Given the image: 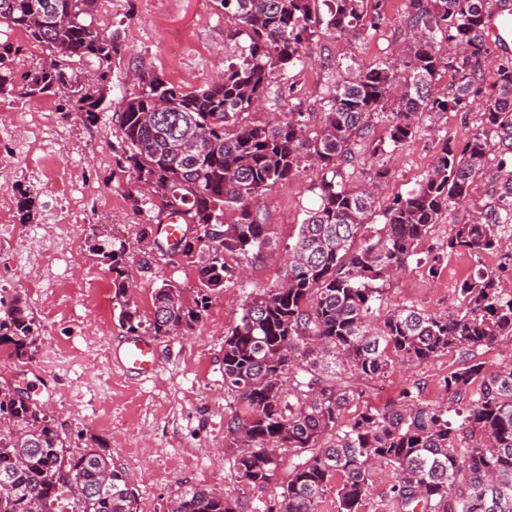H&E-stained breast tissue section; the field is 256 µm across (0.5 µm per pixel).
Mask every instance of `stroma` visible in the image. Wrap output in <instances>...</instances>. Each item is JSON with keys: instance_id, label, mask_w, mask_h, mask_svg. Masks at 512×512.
Masks as SVG:
<instances>
[{"instance_id": "obj_1", "label": "stroma", "mask_w": 512, "mask_h": 512, "mask_svg": "<svg viewBox=\"0 0 512 512\" xmlns=\"http://www.w3.org/2000/svg\"><path fill=\"white\" fill-rule=\"evenodd\" d=\"M408 4L386 0L383 25L363 40L339 38L317 26L309 60L277 76V83L293 87V101L303 111H322L329 85L346 80L356 67L391 57L405 37ZM98 19L103 27L120 30L126 45L121 70L106 82L113 100L137 84L143 68L164 73L186 90L199 89L249 43L246 35L236 34L233 21L215 0H100ZM495 93L489 74L469 111L422 116L416 137L390 156V192L415 187L441 139L460 144L472 135L481 124L484 99ZM41 105L38 99H0V114L6 117L0 135L10 140L8 152L0 156L7 164L0 171V192L13 198L17 186H27L37 206L21 240H13L0 224V296L21 295L38 327L32 360L21 363L0 356V381L24 389L26 397L63 422L69 443L84 435L106 444L138 494L139 512H164L168 499L184 484L224 489L239 500L241 512H264L266 502L279 495V482L264 489L249 485L238 478L226 452V425L237 405L224 392V337L238 323L246 296L282 281L288 247L306 211L317 204L318 173L302 165L260 199L262 217L273 233L265 257L249 266L245 281L228 283L213 298L193 331L154 338L160 364L156 376L144 380L112 363L113 351L128 332L118 320L112 274L90 252L89 234L95 230L125 245L131 283L127 297L142 319H150L152 296L162 283L181 288L184 300H191L194 272L166 258L153 263L150 271L142 270L140 229L147 216L134 212L125 197L129 175L117 166L112 150L116 126L111 110L100 112L89 125L65 102H56L40 139L56 152L66 172L61 182L40 166L38 154L29 148V115ZM499 187L488 173L475 180L468 200L434 226L408 259L406 271L385 282V307L403 303L428 312L458 308L460 282L478 270L496 269L499 258L492 254L448 256L433 275L426 262L453 226L479 215ZM67 204L86 210L89 221L64 233L54 217ZM40 263L47 269L34 288L32 269ZM507 354L504 347L479 348L468 355L452 348L412 370H389L358 382L345 415L355 417L368 405L390 407L413 385L420 387L423 402L439 401L440 383L448 372L469 360L492 372L506 365Z\"/></svg>"}]
</instances>
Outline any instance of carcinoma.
Wrapping results in <instances>:
<instances>
[{
    "instance_id": "1",
    "label": "carcinoma",
    "mask_w": 512,
    "mask_h": 512,
    "mask_svg": "<svg viewBox=\"0 0 512 512\" xmlns=\"http://www.w3.org/2000/svg\"><path fill=\"white\" fill-rule=\"evenodd\" d=\"M337 37L365 39L382 20L384 0H219L249 44L228 59L222 78L187 91L147 70L138 86L112 108L118 122L117 164L127 170V199L148 212L147 228L180 249L194 268L191 301L164 283L144 321L126 296L124 245L95 235L89 249L112 272L119 322L131 334L168 336L191 330L212 299L237 275L235 261H258L272 235L259 199L305 163L316 166L318 205L306 213L276 288L249 296L239 322L224 336V391L243 415L227 423L226 442L242 480L264 488L288 465L279 497L266 512H317L329 478L340 473L336 512H360L372 465L393 468L388 494L397 512H512V366L493 373L473 364L448 373L442 401L426 404L419 390L401 392L388 411L367 407L351 420L354 391L346 370L375 377L411 368L451 348L470 351L512 342V295L500 274L512 268V59L486 58L497 0H409L408 33L392 59L359 68L327 91L317 124L293 108L265 121L248 117L267 96L275 74L304 63L314 30V9ZM99 0H0V26L25 32L47 60L20 82L12 62L22 48L0 44V98L34 100L57 95L94 123L107 109L94 88L79 80L88 63L106 81L123 62L118 31L97 20ZM494 66L497 93L487 98L481 125L463 145L441 141L432 167L416 187L379 202L387 176L383 157L416 132L423 113L464 112ZM454 81L435 89L441 74ZM388 117L386 136L374 120ZM372 160L371 186L347 187L344 170ZM496 164L503 182L477 220L456 224L442 252L429 258L433 274L453 253L499 255L498 271H477L458 288L462 306L429 314L412 305L383 309L381 282L404 269L418 241L450 209L465 203L475 179ZM21 223L34 219L35 198L17 187ZM237 218L225 221L227 211ZM174 214L181 236L170 242L164 219ZM332 349V378L315 375L307 359ZM36 331L25 302L0 298V352L33 359ZM461 406V423L448 420ZM0 512H139L125 471L96 438L67 445L45 408L0 382ZM164 512H240L227 493L185 485Z\"/></svg>"
}]
</instances>
